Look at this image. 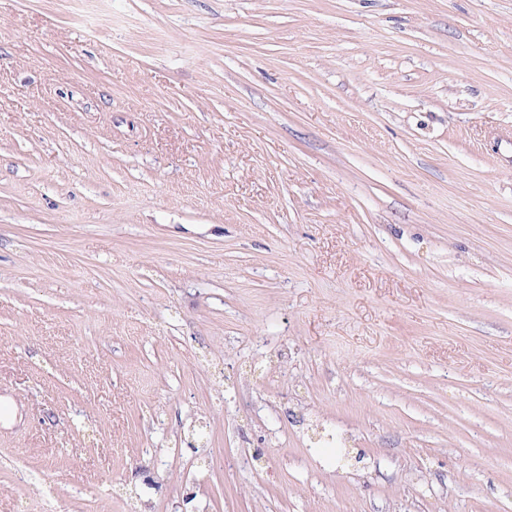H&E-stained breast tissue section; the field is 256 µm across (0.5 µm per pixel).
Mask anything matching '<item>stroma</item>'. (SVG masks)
Masks as SVG:
<instances>
[{
  "label": "stroma",
  "instance_id": "stroma-1",
  "mask_svg": "<svg viewBox=\"0 0 512 512\" xmlns=\"http://www.w3.org/2000/svg\"><path fill=\"white\" fill-rule=\"evenodd\" d=\"M0 512H512V0H0Z\"/></svg>",
  "mask_w": 512,
  "mask_h": 512
}]
</instances>
